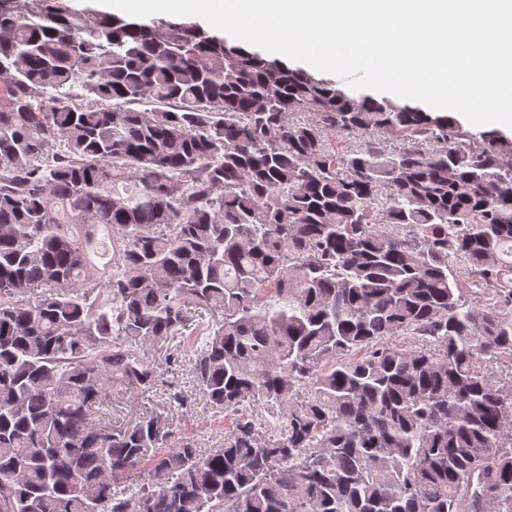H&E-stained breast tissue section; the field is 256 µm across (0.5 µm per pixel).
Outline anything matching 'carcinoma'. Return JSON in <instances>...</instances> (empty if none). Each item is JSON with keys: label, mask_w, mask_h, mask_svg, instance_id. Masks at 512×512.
<instances>
[{"label": "carcinoma", "mask_w": 512, "mask_h": 512, "mask_svg": "<svg viewBox=\"0 0 512 512\" xmlns=\"http://www.w3.org/2000/svg\"><path fill=\"white\" fill-rule=\"evenodd\" d=\"M72 2L0 0V512H512V140ZM157 353L223 445L92 418ZM157 371L160 375V380L163 382H175L185 388L192 389V379L189 373L188 366L176 367L175 369L169 368L165 363L156 357Z\"/></svg>", "instance_id": "cac0c4a2"}]
</instances>
